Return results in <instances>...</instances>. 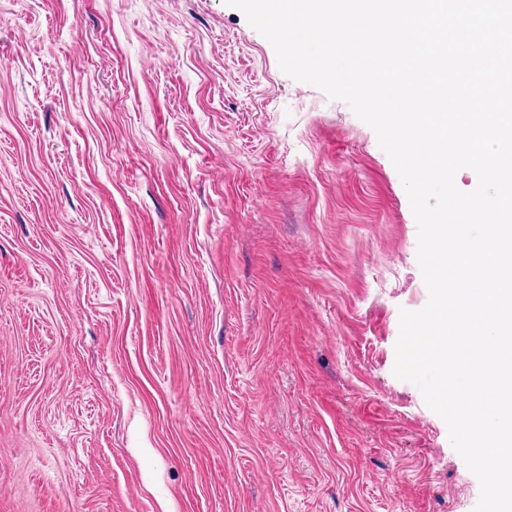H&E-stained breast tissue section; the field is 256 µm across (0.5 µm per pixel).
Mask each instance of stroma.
<instances>
[{"label": "stroma", "instance_id": "1", "mask_svg": "<svg viewBox=\"0 0 512 512\" xmlns=\"http://www.w3.org/2000/svg\"><path fill=\"white\" fill-rule=\"evenodd\" d=\"M417 246L225 0H0V512H474L393 372Z\"/></svg>", "mask_w": 512, "mask_h": 512}]
</instances>
